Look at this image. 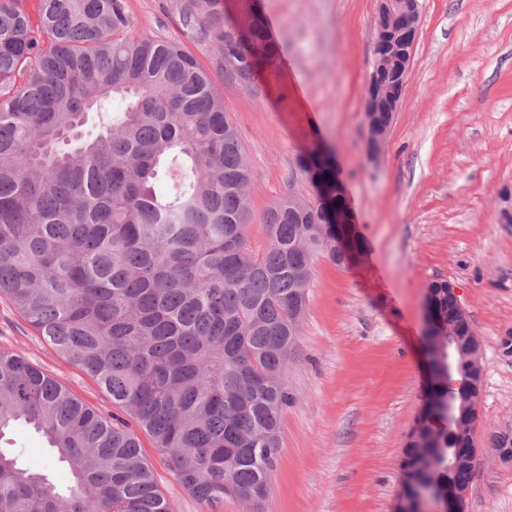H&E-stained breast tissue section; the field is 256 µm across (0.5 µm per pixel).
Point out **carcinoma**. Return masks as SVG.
Masks as SVG:
<instances>
[{
    "label": "carcinoma",
    "instance_id": "obj_1",
    "mask_svg": "<svg viewBox=\"0 0 512 512\" xmlns=\"http://www.w3.org/2000/svg\"><path fill=\"white\" fill-rule=\"evenodd\" d=\"M178 8L241 80L275 63L253 7L244 29L223 0ZM131 25L125 0H0V294L151 436L192 496L256 506L293 402L284 370L313 259L349 263L360 243L336 224L347 217L336 167L315 148L300 170L316 199L271 207L267 245L253 253L252 171L224 96L179 44ZM404 80L396 63L373 66L368 92L386 126ZM91 113L99 131L85 137ZM426 301L429 384L403 449L401 495L424 491L439 505L479 464L468 401L484 364L448 282H430ZM17 424L47 440L73 484L62 492L0 448V512H170L125 420L0 352V439ZM489 443L512 464V431Z\"/></svg>",
    "mask_w": 512,
    "mask_h": 512
}]
</instances>
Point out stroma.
Here are the masks:
<instances>
[{
    "instance_id": "obj_1",
    "label": "stroma",
    "mask_w": 512,
    "mask_h": 512,
    "mask_svg": "<svg viewBox=\"0 0 512 512\" xmlns=\"http://www.w3.org/2000/svg\"><path fill=\"white\" fill-rule=\"evenodd\" d=\"M178 0H126L132 34L176 41L222 94L251 167L247 227L288 195L313 199L299 160L332 151L362 255L314 262L307 311L284 373L294 401L258 512H393L406 435L422 407L424 297L434 280L458 289L482 345L480 450L466 512H512V466L488 443L512 430V0H421L405 92L377 163L364 155L363 103L374 63L376 0H256L278 46L273 67L240 81L217 48L187 31ZM0 351L20 354L104 417L116 408L96 380L48 344L0 295ZM138 438L170 512H251L238 499L198 501L146 433ZM58 487L71 477L46 440L19 426L0 439Z\"/></svg>"
}]
</instances>
